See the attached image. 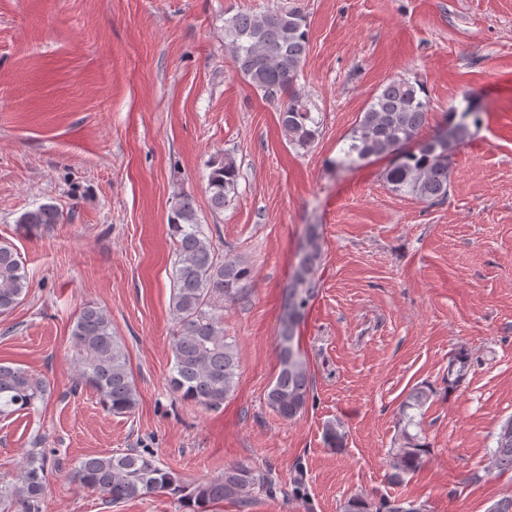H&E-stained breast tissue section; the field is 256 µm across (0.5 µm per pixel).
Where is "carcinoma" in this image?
Instances as JSON below:
<instances>
[{
    "mask_svg": "<svg viewBox=\"0 0 512 512\" xmlns=\"http://www.w3.org/2000/svg\"><path fill=\"white\" fill-rule=\"evenodd\" d=\"M224 32L240 75L268 101L288 96L281 110L288 142L301 148L314 143L319 122L295 90L308 51V23L303 10L288 6L237 13L224 21ZM430 111L423 86L401 78L388 81L377 90L334 165L349 168L373 157L389 156L384 180L392 191L432 203L446 199L454 150L472 137L471 127L479 126L481 113L470 106L461 113L452 108L429 139L419 142L414 151L405 150L404 146L427 124ZM238 178L239 169L232 159L211 163L207 189L213 209H224ZM60 220L58 209L44 204L22 214L18 223L32 232ZM169 226L175 241L169 387L184 400L218 409L234 394L240 378L235 345L224 335V305L246 292L253 271L240 259L215 250L198 221L192 195L178 198ZM321 257L320 236L311 224L284 296L278 336L279 370L266 394L268 406L289 422L306 410L311 394L310 367L304 352L295 345V330L319 292L316 272ZM30 285L15 247L0 241V314L14 310L26 298ZM71 336L78 383L93 388L112 414L133 413L139 394L125 345L112 334L110 315L98 306L85 305ZM470 365V357L463 350L451 356L448 388L461 384ZM433 395V388L420 384L409 391L400 406L401 444L393 451L388 475L393 484L403 483L425 463L426 447L409 428L419 426L412 411H422ZM45 396V383L21 367L0 363V414L30 410ZM344 440L341 422L325 426L324 443L328 447L341 448ZM39 445L40 440H33L14 478L0 479V512H41L51 460ZM488 470L512 471V419L504 422L496 435ZM70 478L82 488L108 495L114 506L137 497L168 494L188 512H209L215 503L242 500L255 487L267 484L264 474L244 462L225 467L215 477L187 483L162 467L153 454L136 449L86 456L76 463ZM343 512H426V508L398 498L375 507L366 497L354 495L345 502Z\"/></svg>",
    "mask_w": 512,
    "mask_h": 512,
    "instance_id": "1",
    "label": "carcinoma"
}]
</instances>
